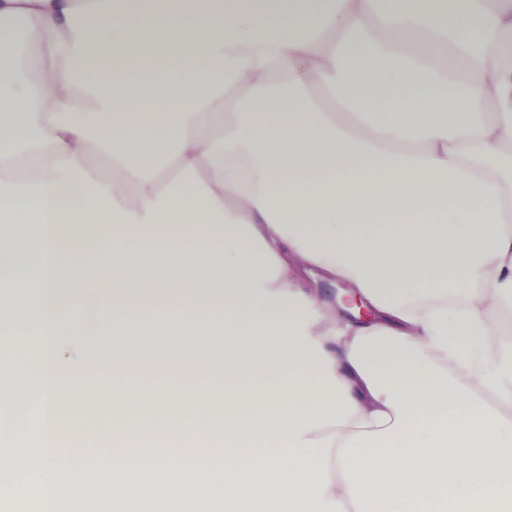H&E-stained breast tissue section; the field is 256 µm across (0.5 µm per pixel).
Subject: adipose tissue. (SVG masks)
Listing matches in <instances>:
<instances>
[{
  "instance_id": "adipose-tissue-1",
  "label": "adipose tissue",
  "mask_w": 512,
  "mask_h": 512,
  "mask_svg": "<svg viewBox=\"0 0 512 512\" xmlns=\"http://www.w3.org/2000/svg\"><path fill=\"white\" fill-rule=\"evenodd\" d=\"M191 2L0 0V325L44 436L0 464H94L102 512H512V344L474 371L512 315V0ZM215 364L222 397L104 390L93 426L71 386ZM38 346L31 336L1 335L0 331V375L10 380L12 374L22 376L24 371L36 367ZM2 367V371H1Z\"/></svg>"
}]
</instances>
